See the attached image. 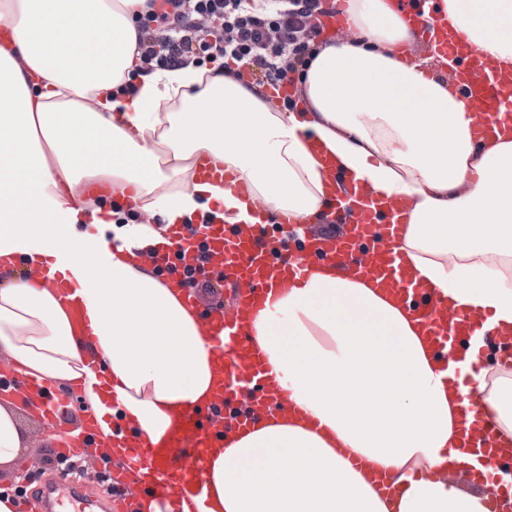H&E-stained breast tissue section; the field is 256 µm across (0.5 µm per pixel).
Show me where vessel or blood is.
I'll return each instance as SVG.
<instances>
[{
  "instance_id": "vessel-or-blood-1",
  "label": "vessel or blood",
  "mask_w": 512,
  "mask_h": 512,
  "mask_svg": "<svg viewBox=\"0 0 512 512\" xmlns=\"http://www.w3.org/2000/svg\"><path fill=\"white\" fill-rule=\"evenodd\" d=\"M403 10L411 11L428 46L448 56L453 65L452 87L471 105L476 116L475 134L493 135L512 128V66L491 63L479 46L461 35H445V25L437 14L412 11L413 0H400ZM409 204L400 200H380L366 190H353L338 184L325 223L341 227L337 235H314L305 250L294 254L279 251L264 237L257 225L242 224L232 236H225L222 224L206 229L207 252L199 254L196 241L185 227H176L167 249L182 253L183 266L198 270L201 277L223 285L224 305L210 308L204 316L207 347L219 366L212 398L203 408H189L174 418L164 442H153L147 435L123 433L113 447L123 449L119 463L108 471L111 512H140L139 505L152 499L161 512H182L180 502L201 495L206 484L207 460L226 430L243 429L249 417L229 418L224 410L228 401H241L256 411L291 407L290 394L282 381L269 374L250 349L245 336L268 296L281 295L303 280L314 259L332 260L340 274L372 280L380 288L414 305L424 333L438 352L452 385L467 384L468 378L457 356V347L472 334L471 323L461 311L406 272L397 251L404 232L403 215ZM24 281L56 287L62 302L71 310L74 328L82 318L71 288L58 286L50 268L24 274ZM27 381L14 368L0 362V391L24 398ZM43 403L41 410L53 424H63L71 403L59 395L49 380L37 385ZM468 441L488 464L512 457V444L501 440L495 426L475 417L468 430ZM97 440V416L87 412L78 434L60 445L59 454L75 459L83 469L82 480L57 475L52 488L37 496L19 500L16 512H85L84 482L97 481L100 470L93 464L90 450ZM149 468L153 480L136 485L131 471Z\"/></svg>"
}]
</instances>
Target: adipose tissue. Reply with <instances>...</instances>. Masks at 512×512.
<instances>
[{"label":"adipose tissue","mask_w":512,"mask_h":512,"mask_svg":"<svg viewBox=\"0 0 512 512\" xmlns=\"http://www.w3.org/2000/svg\"><path fill=\"white\" fill-rule=\"evenodd\" d=\"M350 39L320 36L296 110L275 107L231 72H145L136 19L147 0H0L13 40L0 47V353L29 376L81 384L102 445L113 419L164 440L174 415L209 398L211 359L199 311L155 262L108 253L77 225L120 214L131 190L163 225L259 224L283 213L319 220L332 180L411 202L397 246L416 281L473 326L512 337V281L474 258H512V137L475 139L449 78L404 50L417 32L396 0H331ZM449 27L512 63V0H436ZM313 140L309 151L305 140ZM207 158L248 184L241 198L199 180ZM49 266L73 288L95 336L85 346L53 289L20 280ZM261 313L249 341L315 417H255L208 461L201 512H487L488 486L457 428L461 402L414 311L319 261ZM497 340L465 356L480 411L512 438V369L487 367ZM24 445L0 403V467ZM441 468L442 476L414 479ZM388 471L383 499L370 470Z\"/></svg>","instance_id":"obj_1"}]
</instances>
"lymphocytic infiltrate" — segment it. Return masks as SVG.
<instances>
[{"label": "lymphocytic infiltrate", "instance_id": "obj_1", "mask_svg": "<svg viewBox=\"0 0 512 512\" xmlns=\"http://www.w3.org/2000/svg\"><path fill=\"white\" fill-rule=\"evenodd\" d=\"M138 26L146 71L223 59L273 87L298 82L321 34L326 0H163Z\"/></svg>", "mask_w": 512, "mask_h": 512}]
</instances>
